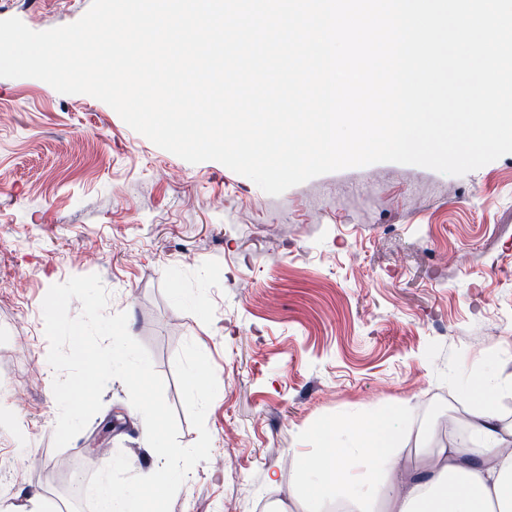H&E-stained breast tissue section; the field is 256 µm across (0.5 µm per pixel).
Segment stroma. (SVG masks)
<instances>
[{
  "label": "stroma",
  "instance_id": "obj_1",
  "mask_svg": "<svg viewBox=\"0 0 512 512\" xmlns=\"http://www.w3.org/2000/svg\"><path fill=\"white\" fill-rule=\"evenodd\" d=\"M92 0H0V20L34 31L79 20ZM0 505L71 508L55 465L58 409L42 302L51 285L99 275L108 313L149 351L198 439L174 360L185 341L213 365L209 461L170 512H303L304 433L378 406L410 405L402 458L460 438L469 405L455 380L492 354L512 379V154L462 176L379 163L315 177L279 196L216 161L191 164L106 103L35 78H0ZM39 368L40 382L29 380ZM70 443L75 476L92 443L158 469L121 380ZM117 426L102 434L106 419Z\"/></svg>",
  "mask_w": 512,
  "mask_h": 512
}]
</instances>
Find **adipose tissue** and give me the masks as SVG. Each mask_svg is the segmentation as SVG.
Instances as JSON below:
<instances>
[{
    "label": "adipose tissue",
    "instance_id": "obj_1",
    "mask_svg": "<svg viewBox=\"0 0 512 512\" xmlns=\"http://www.w3.org/2000/svg\"><path fill=\"white\" fill-rule=\"evenodd\" d=\"M459 385L471 403L470 437L449 439L420 472L403 462L392 409L343 429L315 425L310 435L320 454L301 460L297 472L305 512H512V423L499 411L512 379L463 373Z\"/></svg>",
    "mask_w": 512,
    "mask_h": 512
}]
</instances>
